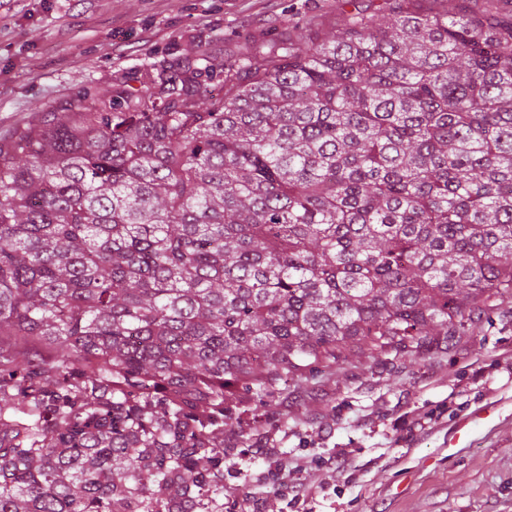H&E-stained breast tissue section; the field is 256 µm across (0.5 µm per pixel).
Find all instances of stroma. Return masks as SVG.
Here are the masks:
<instances>
[{
  "mask_svg": "<svg viewBox=\"0 0 512 512\" xmlns=\"http://www.w3.org/2000/svg\"><path fill=\"white\" fill-rule=\"evenodd\" d=\"M339 14V0H0V137L85 85L139 88L164 61L220 48L230 62L246 37L312 18L330 33ZM243 498L255 512H512V314L387 371L363 358L244 401L224 428V512Z\"/></svg>",
  "mask_w": 512,
  "mask_h": 512,
  "instance_id": "35a3bbf8",
  "label": "stroma"
}]
</instances>
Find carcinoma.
Returning a JSON list of instances; mask_svg holds the SVG:
<instances>
[{"label": "carcinoma", "instance_id": "carcinoma-1", "mask_svg": "<svg viewBox=\"0 0 512 512\" xmlns=\"http://www.w3.org/2000/svg\"><path fill=\"white\" fill-rule=\"evenodd\" d=\"M419 2L0 142V512H224L240 401L512 304V18Z\"/></svg>", "mask_w": 512, "mask_h": 512}]
</instances>
